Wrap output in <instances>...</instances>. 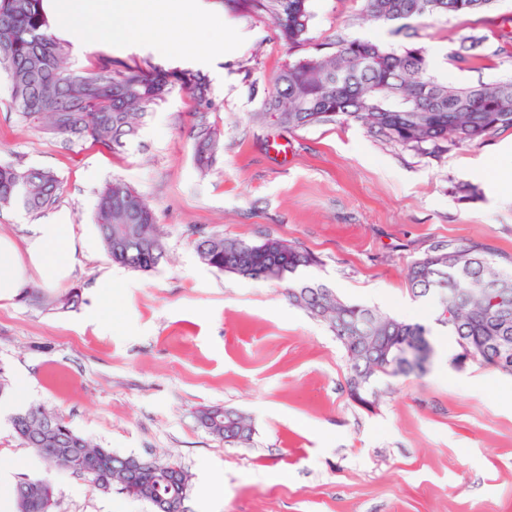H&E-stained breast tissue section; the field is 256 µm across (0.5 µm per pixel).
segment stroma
I'll use <instances>...</instances> for the list:
<instances>
[{
  "instance_id": "stroma-1",
  "label": "stroma",
  "mask_w": 512,
  "mask_h": 512,
  "mask_svg": "<svg viewBox=\"0 0 512 512\" xmlns=\"http://www.w3.org/2000/svg\"><path fill=\"white\" fill-rule=\"evenodd\" d=\"M232 25L194 69L210 83L199 112L175 90L126 146L43 133L21 122L0 72V163L54 173L49 207L89 248L78 251L61 288L80 291L78 310H42L0 300V377L25 384L31 405L61 417L91 443L122 455L177 464L191 476L187 512H512V376L473 362L449 365L451 347L433 300H414L410 263L437 243H479L495 268L512 271V201L478 173L512 144V128L438 158L388 143L355 122L287 132L250 116L288 62L321 45L366 40L424 48L433 75L452 86L512 78V0L492 11L409 19L362 18L363 0H313L305 45L289 48L269 18L226 10ZM479 33L496 55L458 63L462 36ZM74 71L111 58L169 71L186 65L90 38L70 48ZM221 130L217 161H194L199 122ZM124 182L154 208L164 262L142 273L112 263L92 222L98 190ZM476 188L462 199L461 185ZM254 242L265 236L313 252L311 278L343 299L399 316L420 303L415 323L439 350L425 373L382 381L372 408L350 399L347 356L328 325L292 305L284 284L257 282L203 265L189 226ZM116 283L112 327L95 320L96 283ZM247 416L252 438L227 445L197 423L207 406ZM0 456L55 488L53 512H152L87 477L57 471L26 448L0 415Z\"/></svg>"
}]
</instances>
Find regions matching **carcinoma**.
<instances>
[{
	"mask_svg": "<svg viewBox=\"0 0 512 512\" xmlns=\"http://www.w3.org/2000/svg\"><path fill=\"white\" fill-rule=\"evenodd\" d=\"M237 12L267 15L278 39L290 47L308 41L313 18L312 0H230ZM496 0H364L366 17L395 23L486 13ZM0 69L10 80L11 102L23 122L38 123L48 133L90 137L114 150L133 138L146 116L175 90L189 93L197 105L211 104L205 76L192 72L149 71L139 66L103 59L95 67L75 73L68 66L67 44L52 33L44 0H0ZM288 131L327 122H356L383 140L438 158L451 146L482 142L499 129L512 128V79L477 86H449L432 74L422 47H386L370 41L338 40L335 51L288 63L275 77L253 121L268 115ZM221 148V132L201 127L195 141V162L202 173L210 170ZM60 181L42 169H20L0 164V207L20 205L32 213L51 206ZM104 249L115 263L133 271L154 270L166 256L157 218L146 200L129 185L112 181L99 191L92 215ZM130 224L134 237L117 247V235ZM201 262L219 272L233 269L256 281L292 280V302L315 319L326 322L346 352L348 392L352 400L371 407L377 399L372 385L381 379L407 376L397 355L413 346L428 329L340 298L323 283L305 280L299 273L317 265L311 252L267 237L246 242L206 233L194 240ZM499 273L491 253L479 244L435 246L409 266L408 284L415 298H437V324L448 329L456 355L466 352L489 364L486 351L500 336L512 350V317L495 314L499 305L474 293L454 297L457 288H469L479 278ZM30 306L73 311L83 299L75 289L47 295L31 288L21 297ZM456 306L453 319L443 317L447 304ZM229 413L243 441L252 424L243 414L221 406L199 411L197 419L210 422V434L224 438V413ZM10 422L17 437L50 465L72 473L93 472L91 482L104 493L116 488L150 504L164 501L177 506L188 496L190 476L181 467L153 460L135 470L128 456L93 445L61 418L40 405L15 412ZM55 491L41 478L23 474L15 483V512H52Z\"/></svg>",
	"mask_w": 512,
	"mask_h": 512,
	"instance_id": "1",
	"label": "carcinoma"
}]
</instances>
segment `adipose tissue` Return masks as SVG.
<instances>
[{
    "mask_svg": "<svg viewBox=\"0 0 512 512\" xmlns=\"http://www.w3.org/2000/svg\"><path fill=\"white\" fill-rule=\"evenodd\" d=\"M57 33L83 46L88 36L116 47L148 46L160 57L181 56L179 32L189 25L212 26L204 0H46ZM74 227L49 217L32 225L26 254L0 237V299L20 297L33 280L57 284L75 260Z\"/></svg>",
    "mask_w": 512,
    "mask_h": 512,
    "instance_id": "ef3b65f1",
    "label": "adipose tissue"
}]
</instances>
